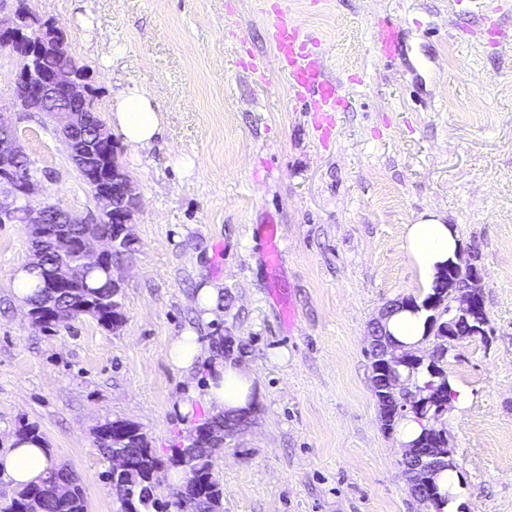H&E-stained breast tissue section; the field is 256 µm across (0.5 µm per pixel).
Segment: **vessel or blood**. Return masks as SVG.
<instances>
[{"instance_id":"b4317fda","label":"vessel or blood","mask_w":512,"mask_h":512,"mask_svg":"<svg viewBox=\"0 0 512 512\" xmlns=\"http://www.w3.org/2000/svg\"><path fill=\"white\" fill-rule=\"evenodd\" d=\"M376 49L380 58L393 60L401 56L400 33L391 18L377 23ZM271 40L276 47L281 67L290 78L295 98L310 102L313 126L321 141H328L334 128V112L340 99V85L326 76L323 60L310 42L283 15H276L271 26Z\"/></svg>"}]
</instances>
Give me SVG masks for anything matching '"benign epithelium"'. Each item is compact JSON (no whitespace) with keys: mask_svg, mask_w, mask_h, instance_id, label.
Segmentation results:
<instances>
[{"mask_svg":"<svg viewBox=\"0 0 512 512\" xmlns=\"http://www.w3.org/2000/svg\"><path fill=\"white\" fill-rule=\"evenodd\" d=\"M0 47L26 62L17 77L19 105L25 110L43 112L54 122V129L71 162L93 188L97 201V214L85 217L51 204L30 206L24 211V223L30 227V237L79 258L77 264H63L51 272L46 287L59 294L81 277L83 266H96L110 257L118 239H132L129 224L138 208L139 196L117 160H106L110 152L116 150V143L94 107L86 79L65 69L42 72L37 69L39 54L47 49H64V45L53 40L52 25H44L33 38L27 39L18 33L16 18L6 24L0 22ZM24 157L26 154L17 144L15 128L0 121V186L5 187L7 194V199H0V220L3 222L11 220L18 198H28L35 192V184L15 166V162ZM98 241L107 243V248L94 251L93 243ZM480 279L481 271L473 263L469 264L466 288L455 287L454 274L448 272V287L453 289L448 300V313L481 312L477 287ZM80 310L114 329L125 321L117 308L103 311L91 300L82 303ZM73 314L70 308L28 312L33 323L44 326L67 320ZM130 431L129 422L115 419L102 424L97 429V436L105 441L124 440Z\"/></svg>","mask_w":512,"mask_h":512,"instance_id":"obj_1","label":"benign epithelium"}]
</instances>
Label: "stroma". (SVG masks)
Segmentation results:
<instances>
[{
  "mask_svg": "<svg viewBox=\"0 0 512 512\" xmlns=\"http://www.w3.org/2000/svg\"><path fill=\"white\" fill-rule=\"evenodd\" d=\"M23 3L63 31L101 119L137 85L165 121L152 147L118 145L140 194L133 249L112 264L118 330L88 315L32 323L12 284L31 257L29 230L0 224V451L8 434L36 427L78 477L87 512H121L96 429L132 422L163 459L205 422L203 408L190 418L178 409L205 387V368L187 375L164 356L191 327L208 352L234 336L244 346L235 361L257 377L249 424L211 453L221 512H431L380 420L371 331L391 302L422 296L403 230L438 215L481 269L491 335L455 342L448 374L469 401L437 426L455 450L460 512H512V0H493L487 20L455 0ZM277 10L341 85L329 142L279 67ZM384 15L408 47L391 62L375 49ZM19 68L0 52V119L30 160L32 205L95 210L45 114L16 108ZM206 281L224 290L208 322L195 307ZM278 349L285 362L271 361Z\"/></svg>",
  "mask_w": 512,
  "mask_h": 512,
  "instance_id": "stroma-1",
  "label": "stroma"
}]
</instances>
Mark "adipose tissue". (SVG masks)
I'll use <instances>...</instances> for the list:
<instances>
[{
  "label": "adipose tissue",
  "instance_id": "adipose-tissue-1",
  "mask_svg": "<svg viewBox=\"0 0 512 512\" xmlns=\"http://www.w3.org/2000/svg\"><path fill=\"white\" fill-rule=\"evenodd\" d=\"M110 118L125 142L137 149L151 146L164 120L149 93L136 86L113 99ZM404 238L409 261L428 288L434 285L441 267L456 260L461 248L456 227L434 217L406 225ZM425 319V312L401 309L387 316L384 325L398 349L409 351L422 344ZM166 358L174 369L184 373L193 372L202 362L211 364L205 387L180 399L181 413L193 415L198 404L219 417L250 408L256 394L254 374L231 360L208 359L195 330H185L171 339ZM57 467V459L42 444L18 435L11 436L7 451L0 453V478L17 491L40 483Z\"/></svg>",
  "mask_w": 512,
  "mask_h": 512
}]
</instances>
